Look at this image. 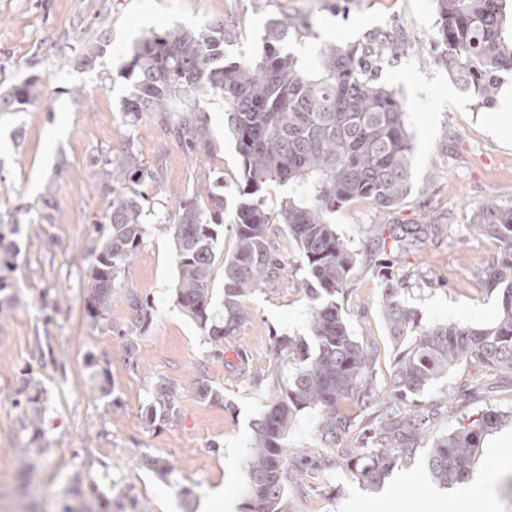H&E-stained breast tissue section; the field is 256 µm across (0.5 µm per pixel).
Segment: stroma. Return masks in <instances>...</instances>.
Masks as SVG:
<instances>
[{
    "label": "stroma",
    "mask_w": 512,
    "mask_h": 512,
    "mask_svg": "<svg viewBox=\"0 0 512 512\" xmlns=\"http://www.w3.org/2000/svg\"><path fill=\"white\" fill-rule=\"evenodd\" d=\"M290 19L302 32L289 49L315 67L325 46L366 47L378 67L376 82L396 93L414 146L412 188L393 212L354 202L333 217L353 249L379 253L393 241L379 235L390 224L431 226L421 243L396 254L404 300L427 322L494 323L497 294L482 285L481 272L499 253L495 240L472 234L478 206L488 199L512 204V117L499 107L480 108L449 76L431 49L437 16L434 0H0V96L37 76L34 104L0 108V225L14 224L15 270L20 292L14 310L0 318V464L8 489L0 504L18 512L23 502L16 450L28 440L15 391L29 378L46 390L40 476H51L37 498L38 512H58L59 494L81 475L71 504L89 512H239L245 461L253 429L275 393L264 381L238 376L241 366L260 371L269 363L274 336H307L312 303L300 289L301 257L292 244L281 250L282 275L247 299L252 319L212 356L198 325L173 294L176 256L161 214L175 213L196 184L224 178V211L238 195L239 154L224 124L223 97L204 103L210 129L207 149L174 139L168 124L150 112L124 114L129 88L120 70L136 41L151 33L192 29L220 20L232 40L231 58L261 53L267 23ZM102 52L95 66L81 57L90 45ZM133 145L155 179L111 177L104 159ZM135 188L147 212L144 242L119 277L112 305L91 318L85 294L96 225L106 221L103 186ZM49 220L31 228L37 213ZM65 289L66 302L43 307L42 296ZM148 299L150 323L135 353L122 330L128 292ZM381 285L359 261L338 301L353 334L379 353L377 380L386 383L395 351L382 320ZM105 369L112 396L91 394L89 375ZM205 369L222 387V401L197 398L191 379ZM183 390L169 423H150L145 408L159 379ZM423 400L444 399L448 416L435 428L449 433L491 407L512 410V379L478 365H463L425 390ZM427 448L384 483L368 486L346 468L308 477L312 490L297 512H459L457 486L436 484L425 467ZM169 461L161 474L143 458ZM512 478V423L483 444L468 481L486 512H512V498L499 490Z\"/></svg>",
    "instance_id": "stroma-1"
}]
</instances>
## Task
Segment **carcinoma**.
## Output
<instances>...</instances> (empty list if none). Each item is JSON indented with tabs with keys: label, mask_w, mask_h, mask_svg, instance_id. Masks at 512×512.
<instances>
[{
	"label": "carcinoma",
	"mask_w": 512,
	"mask_h": 512,
	"mask_svg": "<svg viewBox=\"0 0 512 512\" xmlns=\"http://www.w3.org/2000/svg\"><path fill=\"white\" fill-rule=\"evenodd\" d=\"M434 5L439 61L480 107L494 105L502 73H512V0H434ZM296 31L285 20H272L263 52L238 60L227 55L229 40L221 20L195 30L154 32L134 45L120 71L130 87L122 111L133 115L156 112L163 118L171 102L186 94L197 99L224 96V124L236 138L240 165L239 199L230 217L235 246L224 257L222 318L215 319L212 312V272L219 228L224 226V180L208 184L207 203L189 198L165 220L177 259V303L199 325L213 351L223 352L224 342L249 321L245 299L251 292L279 277L277 252L285 239L301 256V290L314 303L308 324L311 341L276 336L270 343L268 375L277 395L254 427L240 512H293L288 492L292 488L305 495L296 477L306 467L331 473L343 465L369 485L382 484L396 467L411 462L427 433L448 412L446 405H422L414 397L462 363L512 374V205L488 200L473 222L477 232L502 247L484 271L485 287L501 298L497 321L487 327L422 322L404 301L394 260L353 250L333 223L336 209L352 202L369 200L391 211L410 193L413 145L403 107L392 91L375 83L371 62L355 47L329 45L316 68L305 67L288 50ZM38 96V80L25 79L0 100V107L30 105ZM186 111L177 133L200 147L209 136L205 109L197 102ZM105 165L110 174L153 177L130 145ZM271 184L288 186V196L275 211L261 195ZM110 195L87 291L93 318L110 309L121 269L145 237L140 195L132 189L112 190ZM422 233L423 227L412 224L392 229L390 237L403 251ZM362 256L383 284L381 316L396 349L386 400L373 379L375 352L352 334L336 302ZM12 259L13 241L0 231V316L5 317L15 300L8 293L15 287L10 282ZM149 321V304L130 294L124 332L136 336ZM90 379L99 396L112 393L106 371L95 370ZM191 385L203 401L224 397L210 384L203 366ZM180 393L178 386L158 382L145 409L146 420H171ZM16 396L24 402L23 428L30 434L19 457L26 474H35L46 452L32 447L43 437L46 390L32 378ZM309 408L322 412L318 436L335 454L288 448L297 415ZM507 422H512V411L491 408L435 438L426 459L431 478L444 486L469 480L481 442Z\"/></svg>",
	"instance_id": "cac0c4a2"
}]
</instances>
